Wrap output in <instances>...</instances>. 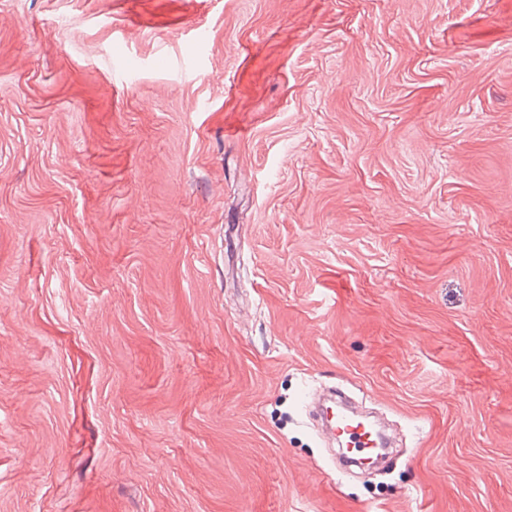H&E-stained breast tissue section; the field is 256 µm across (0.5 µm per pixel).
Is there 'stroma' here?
<instances>
[{"label":"stroma","mask_w":512,"mask_h":512,"mask_svg":"<svg viewBox=\"0 0 512 512\" xmlns=\"http://www.w3.org/2000/svg\"><path fill=\"white\" fill-rule=\"evenodd\" d=\"M0 512H512V0H0ZM366 416H357L361 421L368 424L373 433H381L384 437L385 444L390 436L386 433L384 425L371 413L365 412ZM362 422H359L349 415L339 413L334 419L333 430L334 433L339 434V437L346 448H337V454L341 455L348 453L347 448L359 458L367 457L373 452L374 445L372 444L373 438L370 436V428Z\"/></svg>","instance_id":"1"}]
</instances>
